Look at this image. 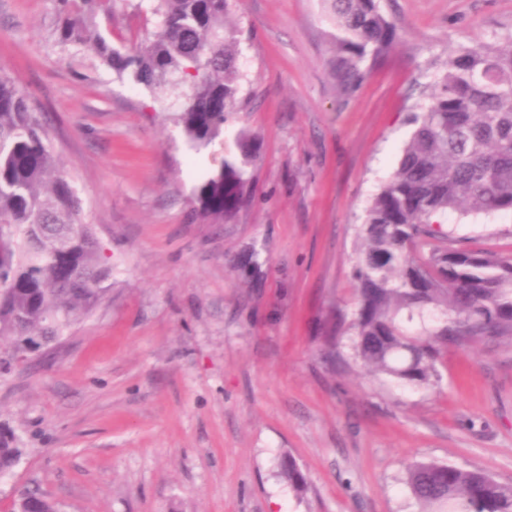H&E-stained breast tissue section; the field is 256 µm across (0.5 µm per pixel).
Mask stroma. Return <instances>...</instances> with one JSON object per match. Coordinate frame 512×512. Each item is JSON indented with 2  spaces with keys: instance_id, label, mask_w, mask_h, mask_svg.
Returning <instances> with one entry per match:
<instances>
[{
  "instance_id": "35a3bbf8",
  "label": "stroma",
  "mask_w": 512,
  "mask_h": 512,
  "mask_svg": "<svg viewBox=\"0 0 512 512\" xmlns=\"http://www.w3.org/2000/svg\"><path fill=\"white\" fill-rule=\"evenodd\" d=\"M392 48L353 92L320 0H239L250 102L224 127L258 144L235 223L196 218L195 152L151 93L58 45L52 0H0V68L42 112L112 268L47 354L0 371L22 448L0 512L38 489L58 512H418L416 461L512 484V340L449 347L408 390L326 358L355 302V228L396 168L404 120L451 50L512 32V0H380ZM452 239L512 257V211H451ZM306 493L278 475L282 457ZM280 475L300 494L308 489V483L302 470L296 462L289 456L282 458L280 462Z\"/></svg>"
}]
</instances>
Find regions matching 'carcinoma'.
<instances>
[{"instance_id": "obj_1", "label": "carcinoma", "mask_w": 512, "mask_h": 512, "mask_svg": "<svg viewBox=\"0 0 512 512\" xmlns=\"http://www.w3.org/2000/svg\"><path fill=\"white\" fill-rule=\"evenodd\" d=\"M55 41L94 45L96 58L166 104L178 94L176 120L188 143L207 147L248 102L238 66L242 31L228 23L237 0H137L155 18L151 36L122 50L98 30L112 0H52ZM339 57L334 75L357 88L387 53L396 26L379 0H321ZM432 92L407 118L412 130L394 174L370 199L356 232L352 270L356 304L329 322L324 344L411 389L439 380L448 345L512 339V257L447 246L441 218L512 211V34L448 54ZM258 146L244 131L198 187V214L232 224L252 200L248 168ZM111 275L84 201L57 167L42 113L16 80L0 72V339L6 357L32 343L58 344L64 332L101 300ZM14 437L0 432V475L19 462ZM280 475L300 494L308 489L289 456ZM406 483L421 512H512V485L482 470L417 462ZM20 512H56L35 490Z\"/></svg>"}]
</instances>
